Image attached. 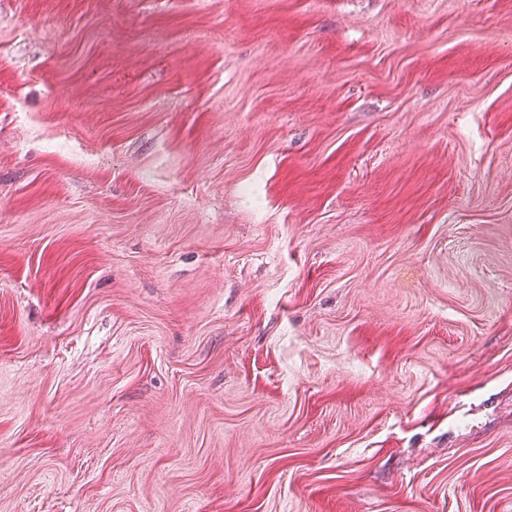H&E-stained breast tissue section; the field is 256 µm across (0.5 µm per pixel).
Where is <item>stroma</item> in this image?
<instances>
[{
    "instance_id": "1",
    "label": "stroma",
    "mask_w": 512,
    "mask_h": 512,
    "mask_svg": "<svg viewBox=\"0 0 512 512\" xmlns=\"http://www.w3.org/2000/svg\"><path fill=\"white\" fill-rule=\"evenodd\" d=\"M0 512H512V0H0Z\"/></svg>"
}]
</instances>
